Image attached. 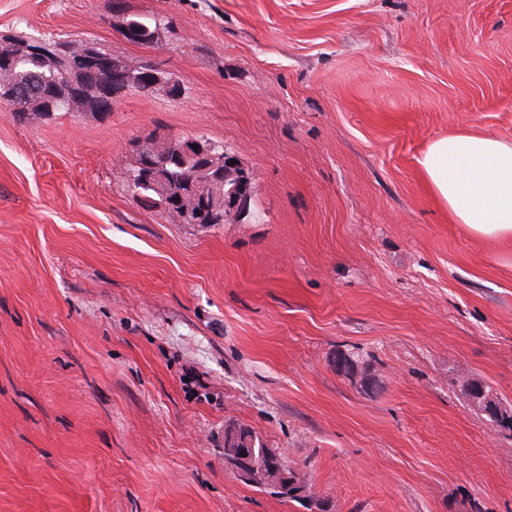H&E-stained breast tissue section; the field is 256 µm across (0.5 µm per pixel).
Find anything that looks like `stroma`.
<instances>
[{"label":"stroma","mask_w":512,"mask_h":512,"mask_svg":"<svg viewBox=\"0 0 512 512\" xmlns=\"http://www.w3.org/2000/svg\"><path fill=\"white\" fill-rule=\"evenodd\" d=\"M0 0V35L92 41L184 91L107 115L0 106V512H307L224 463L251 429L329 512H512V246L417 159L512 141V0ZM170 17L157 43L121 16ZM224 144L246 211L181 224L140 144ZM355 359L339 372L338 354Z\"/></svg>","instance_id":"1"}]
</instances>
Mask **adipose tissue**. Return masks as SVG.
<instances>
[{
    "instance_id": "ef3b65f1",
    "label": "adipose tissue",
    "mask_w": 512,
    "mask_h": 512,
    "mask_svg": "<svg viewBox=\"0 0 512 512\" xmlns=\"http://www.w3.org/2000/svg\"><path fill=\"white\" fill-rule=\"evenodd\" d=\"M454 223L491 241H512V142L456 133L432 142L417 160Z\"/></svg>"
}]
</instances>
